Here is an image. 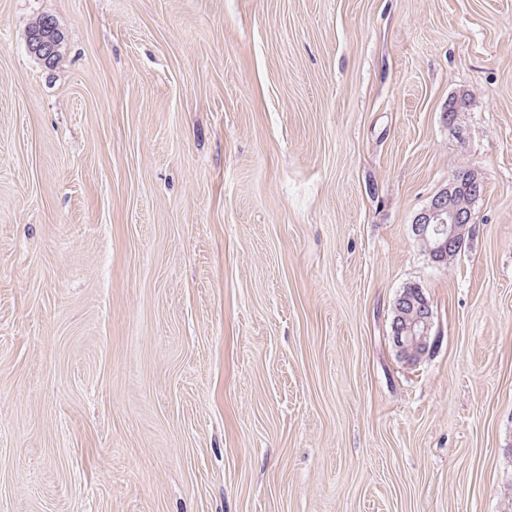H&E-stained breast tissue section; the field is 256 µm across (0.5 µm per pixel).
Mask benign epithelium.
Returning <instances> with one entry per match:
<instances>
[{
	"instance_id": "7a95c632",
	"label": "benign epithelium",
	"mask_w": 512,
	"mask_h": 512,
	"mask_svg": "<svg viewBox=\"0 0 512 512\" xmlns=\"http://www.w3.org/2000/svg\"><path fill=\"white\" fill-rule=\"evenodd\" d=\"M58 48L57 29L50 21L37 25L27 36L28 52L46 65L53 63ZM462 182L471 188V193L479 194L482 182L469 168L459 178L450 177L448 185L435 195L412 225L415 238L424 241L437 259L450 253L459 240L461 228L473 223V209L452 211L446 203L448 194L457 191ZM394 311L390 339L399 357L407 358L414 352L423 357L434 350L437 336L433 334V310L423 292H418L411 301L397 298Z\"/></svg>"
}]
</instances>
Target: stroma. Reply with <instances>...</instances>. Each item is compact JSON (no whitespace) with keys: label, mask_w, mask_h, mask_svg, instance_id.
<instances>
[{"label":"stroma","mask_w":512,"mask_h":512,"mask_svg":"<svg viewBox=\"0 0 512 512\" xmlns=\"http://www.w3.org/2000/svg\"><path fill=\"white\" fill-rule=\"evenodd\" d=\"M0 512H512V0H0ZM45 19H51L52 22H55L54 18L48 15L40 17L39 20ZM52 22L45 21L37 25L35 28V23L31 26V29H34L27 36V49L32 56L46 65H52L55 58L52 65L55 66L64 59L65 53L63 46L61 45L59 47L57 29L55 24ZM463 168L467 167L461 166L455 169L452 176L448 179V185L435 195L429 207L417 215L412 225L415 238L424 241L429 246L431 253L434 255L433 257L437 259L450 253L453 246L459 240L462 227L473 224V209L458 208L470 206L476 199L470 193L462 189L457 191V189L460 181L465 182L471 188V194L478 196L480 187L483 184L471 168H468L466 173L461 175L460 179L453 176ZM455 191L457 192L454 195L448 196V194ZM446 198H448V205ZM448 209L457 210L452 211ZM465 236L466 232L460 238L458 249L448 254L442 265L448 267L461 255L465 245ZM407 301L411 305L410 312H407ZM395 303L390 336L393 349L401 358L408 359L410 354L417 352L422 359L434 350L437 344L436 333L432 334V307L422 291L415 294L413 300L399 297Z\"/></svg>","instance_id":"35a3bbf8"}]
</instances>
